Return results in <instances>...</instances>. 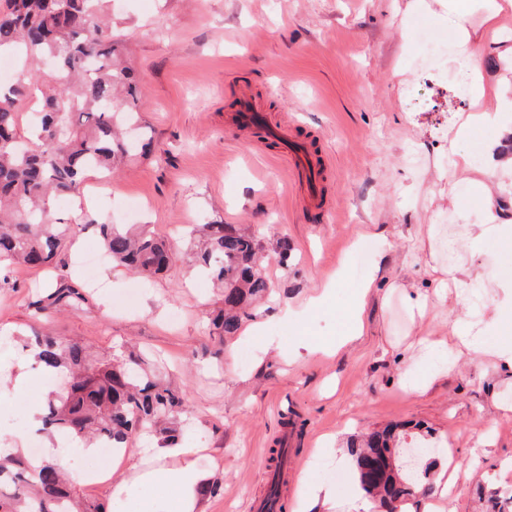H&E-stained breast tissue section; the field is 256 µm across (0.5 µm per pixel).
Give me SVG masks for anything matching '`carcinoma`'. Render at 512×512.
<instances>
[{"instance_id": "carcinoma-1", "label": "carcinoma", "mask_w": 512, "mask_h": 512, "mask_svg": "<svg viewBox=\"0 0 512 512\" xmlns=\"http://www.w3.org/2000/svg\"><path fill=\"white\" fill-rule=\"evenodd\" d=\"M0 7V52L19 57L16 77L0 84V271L22 264L58 268L45 291L29 302L32 317L48 322L78 312L87 302L83 287L67 271L66 241L56 200L77 191L89 173L112 174L135 147L126 130L140 129V87L112 24L100 12L104 0H5ZM33 102L32 135L19 131V112ZM98 232L112 262L146 277L168 271L174 254L154 234L104 224ZM203 247L189 261L224 289V307L209 319V337L224 344L253 316L254 304L273 288L262 273L259 240L232 224H196ZM42 371L63 376L69 387L53 391L44 407L47 433L68 439L106 440L128 447L131 436L153 435L161 448L181 436L183 397L142 355L101 357L75 339L33 332ZM393 430H374L357 448L356 479L366 497L391 500L390 512L414 505L432 492L431 465L413 472L397 464L377 475L369 457L398 447ZM0 512H105L80 496L65 479L56 457L37 467L22 455L0 460Z\"/></svg>"}]
</instances>
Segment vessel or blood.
Here are the masks:
<instances>
[{
    "label": "vessel or blood",
    "mask_w": 512,
    "mask_h": 512,
    "mask_svg": "<svg viewBox=\"0 0 512 512\" xmlns=\"http://www.w3.org/2000/svg\"><path fill=\"white\" fill-rule=\"evenodd\" d=\"M232 122L241 133L252 137L258 144L276 146L288 159L293 185L304 187L310 199H320L327 167L318 162L310 143L295 139L288 128L269 126L245 94L239 98Z\"/></svg>",
    "instance_id": "vessel-or-blood-1"
}]
</instances>
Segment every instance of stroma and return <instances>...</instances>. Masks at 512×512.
<instances>
[{
    "mask_svg": "<svg viewBox=\"0 0 512 512\" xmlns=\"http://www.w3.org/2000/svg\"><path fill=\"white\" fill-rule=\"evenodd\" d=\"M112 0L113 30L137 68L142 132L152 150L123 165L104 198L89 175L81 198L58 211L73 223L72 252L100 244L87 216L113 224H146L172 245L170 270L144 280L124 267L98 269L103 286L83 310L45 323L52 335L79 339L112 354L126 343L150 352L184 398L186 439L203 442L200 461L216 492L200 512H258L274 467L269 450L287 437L297 472L282 485L285 512H297L305 488L331 482L349 500L354 481L347 449L362 433L394 427L405 439L431 435L444 447L431 482L452 474L439 512H488L491 491H512V368L491 348L512 346V315L485 331L496 294L479 273L512 268V246L495 234L461 244L449 239L432 256L441 224L477 227L485 199L455 153L472 170L485 167L493 127H474L456 141L476 109L462 67L481 54L485 81L512 88V59L482 36L464 54L441 60L417 51V28L452 34L448 0ZM248 93L274 122L294 121L293 135L313 139L329 168L323 206L290 186L288 161L250 142L231 122ZM191 224L252 226L266 257L275 299L217 349L205 314L220 291L186 262L195 247ZM464 259L461 287H445L432 263ZM52 276L38 268L9 272L0 288V429L20 431L17 410L45 400L53 380L34 375L12 389L17 367L30 366L22 341L34 320L29 297ZM374 286L362 336L337 353L301 351L298 336H339L356 289ZM331 288L311 318L285 317L287 307ZM420 294L422 312L406 295ZM465 322L485 347L475 354L457 340ZM293 409L302 431H285ZM335 449V457L324 449Z\"/></svg>",
    "mask_w": 512,
    "mask_h": 512,
    "instance_id": "obj_1",
    "label": "stroma"
}]
</instances>
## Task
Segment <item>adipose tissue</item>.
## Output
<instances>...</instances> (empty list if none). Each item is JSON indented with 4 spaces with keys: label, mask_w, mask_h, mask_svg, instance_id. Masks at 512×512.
<instances>
[{
    "label": "adipose tissue",
    "mask_w": 512,
    "mask_h": 512,
    "mask_svg": "<svg viewBox=\"0 0 512 512\" xmlns=\"http://www.w3.org/2000/svg\"><path fill=\"white\" fill-rule=\"evenodd\" d=\"M201 453L200 447L184 440L170 448H118L114 451L113 465H121L126 458L139 455L149 459V466L135 467L131 478L116 483L96 471L85 472L83 478L111 486L112 497L116 500L140 488H149V495L138 500L139 512H162L163 499L171 492L177 495V512H196L210 485L209 474L198 466Z\"/></svg>",
    "instance_id": "obj_1"
}]
</instances>
